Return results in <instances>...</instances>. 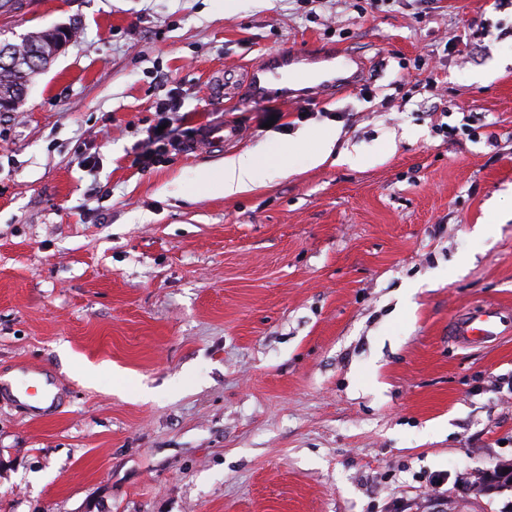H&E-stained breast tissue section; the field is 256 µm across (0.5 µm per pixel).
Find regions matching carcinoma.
<instances>
[{
	"label": "carcinoma",
	"mask_w": 512,
	"mask_h": 512,
	"mask_svg": "<svg viewBox=\"0 0 512 512\" xmlns=\"http://www.w3.org/2000/svg\"><path fill=\"white\" fill-rule=\"evenodd\" d=\"M67 41L68 36L62 28L30 32L18 44L1 39L0 45L9 48L13 55V65H0V101L20 103L31 75L47 64L49 57Z\"/></svg>",
	"instance_id": "carcinoma-1"
}]
</instances>
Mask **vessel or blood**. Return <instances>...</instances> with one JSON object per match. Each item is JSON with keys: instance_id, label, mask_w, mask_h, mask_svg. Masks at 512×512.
Returning a JSON list of instances; mask_svg holds the SVG:
<instances>
[{"instance_id": "b4317fda", "label": "vessel or blood", "mask_w": 512, "mask_h": 512, "mask_svg": "<svg viewBox=\"0 0 512 512\" xmlns=\"http://www.w3.org/2000/svg\"><path fill=\"white\" fill-rule=\"evenodd\" d=\"M316 62L323 63L324 70L329 75L328 80L321 82V89H351L357 86L360 72L355 68L354 57L338 51L316 57L285 48L266 55L251 68L249 75L253 98L260 100L269 97L271 91L275 90L282 101L302 100V91L293 87L295 78L305 71L307 65ZM237 135L233 125H214L203 131L197 144L209 149L220 147ZM510 334L512 312L492 303L466 308L448 324L449 341L461 347L486 345ZM47 396V390L35 377L20 381L15 387L14 397L18 400L38 402Z\"/></svg>"}]
</instances>
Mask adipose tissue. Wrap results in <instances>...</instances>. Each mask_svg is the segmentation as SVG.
<instances>
[{"instance_id": "1", "label": "adipose tissue", "mask_w": 512, "mask_h": 512, "mask_svg": "<svg viewBox=\"0 0 512 512\" xmlns=\"http://www.w3.org/2000/svg\"><path fill=\"white\" fill-rule=\"evenodd\" d=\"M292 148V143L282 144L272 156L253 151L241 152L204 169L199 176V184L203 187L219 186L228 196L251 191L258 186L262 173L276 176L288 173L287 156Z\"/></svg>"}]
</instances>
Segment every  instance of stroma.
Returning a JSON list of instances; mask_svg holds the SVG:
<instances>
[{"label":"stroma","instance_id":"obj_1","mask_svg":"<svg viewBox=\"0 0 512 512\" xmlns=\"http://www.w3.org/2000/svg\"><path fill=\"white\" fill-rule=\"evenodd\" d=\"M55 27L0 112V380L36 368L60 403L0 394V512H512L472 485L512 463V338L448 340L512 309V0L0 13L13 42ZM283 47L352 54L359 88L252 99ZM219 123L239 138L195 150ZM307 128L378 161L312 166ZM291 139L292 174L186 198ZM512 333V314L485 303L460 311L448 323V340L461 347L493 343Z\"/></svg>","mask_w":512,"mask_h":512}]
</instances>
